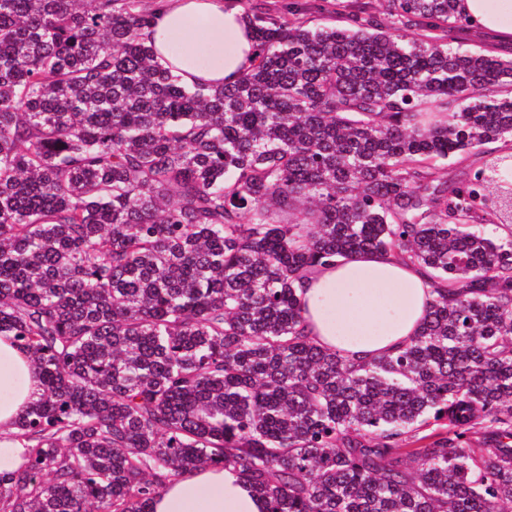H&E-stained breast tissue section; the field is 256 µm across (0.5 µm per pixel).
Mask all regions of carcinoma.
<instances>
[{"instance_id": "cac0c4a2", "label": "carcinoma", "mask_w": 512, "mask_h": 512, "mask_svg": "<svg viewBox=\"0 0 512 512\" xmlns=\"http://www.w3.org/2000/svg\"><path fill=\"white\" fill-rule=\"evenodd\" d=\"M390 2L257 10L215 87L155 59L143 0H0V335L40 384L0 512H151L218 465L268 512L512 508V225L443 172L512 142V60L453 50L457 0ZM370 250L436 297L354 363L294 285ZM495 143H490L482 147L470 149L462 156L454 157L444 163V171L449 174L451 178H457L462 171L469 168L477 169L482 167L483 164L489 160L490 154L486 151L493 149Z\"/></svg>"}]
</instances>
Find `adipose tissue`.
I'll use <instances>...</instances> for the list:
<instances>
[{
    "label": "adipose tissue",
    "mask_w": 512,
    "mask_h": 512,
    "mask_svg": "<svg viewBox=\"0 0 512 512\" xmlns=\"http://www.w3.org/2000/svg\"><path fill=\"white\" fill-rule=\"evenodd\" d=\"M458 9L498 42H512V0H459ZM142 38L188 85L233 84L257 55L249 20L234 0H162ZM297 295L305 330L318 346L369 360L396 353L418 335L434 292L419 266L391 252L364 251L314 266ZM38 393L26 355L0 336V472L23 462L15 423ZM152 509L267 512V505L232 468L218 466L169 483Z\"/></svg>",
    "instance_id": "adipose-tissue-1"
}]
</instances>
